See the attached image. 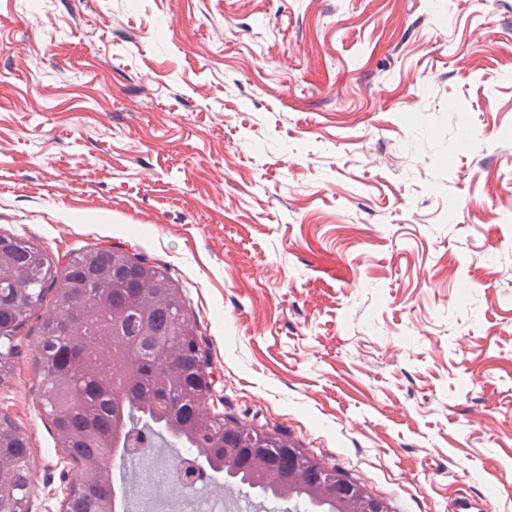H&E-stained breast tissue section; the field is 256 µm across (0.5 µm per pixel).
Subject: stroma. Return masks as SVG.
<instances>
[{"label": "stroma", "instance_id": "stroma-1", "mask_svg": "<svg viewBox=\"0 0 512 512\" xmlns=\"http://www.w3.org/2000/svg\"><path fill=\"white\" fill-rule=\"evenodd\" d=\"M512 0H0V234L164 265L224 414L390 512H512ZM37 311L27 512L79 466ZM154 449L125 512H188Z\"/></svg>", "mask_w": 512, "mask_h": 512}]
</instances>
